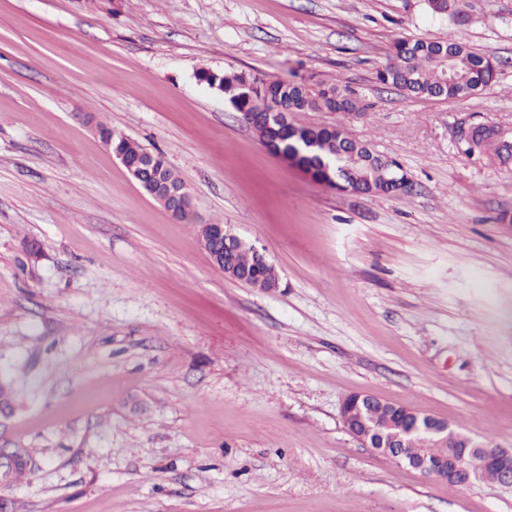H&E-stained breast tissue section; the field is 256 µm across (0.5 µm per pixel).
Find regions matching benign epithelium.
Segmentation results:
<instances>
[{"label": "benign epithelium", "instance_id": "7a95c632", "mask_svg": "<svg viewBox=\"0 0 512 512\" xmlns=\"http://www.w3.org/2000/svg\"><path fill=\"white\" fill-rule=\"evenodd\" d=\"M386 161L389 162L386 170L390 172L392 192L399 193L409 187L411 182L407 175L394 170V165L390 164L391 158H386ZM231 236L230 230L222 225H204L202 245L214 265L220 269L224 268V259L213 251V242ZM375 404L376 399L370 395L357 394L349 397L342 404L341 419L351 434L380 454L398 463H408L419 458L421 464L415 466V469L428 477L458 485L468 483L473 477H483L489 471L497 472L500 483L512 485V448L479 445L450 430L447 424L430 418L426 420L423 431L430 439L431 447L446 444L451 448L447 457L431 460L422 448L416 452L409 450L411 440L400 425V420L413 415L412 410L401 405L394 406L396 420L380 427L376 425L369 411V407Z\"/></svg>", "mask_w": 512, "mask_h": 512}]
</instances>
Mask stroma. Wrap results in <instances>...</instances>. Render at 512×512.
<instances>
[{"instance_id":"stroma-1","label":"stroma","mask_w":512,"mask_h":512,"mask_svg":"<svg viewBox=\"0 0 512 512\" xmlns=\"http://www.w3.org/2000/svg\"><path fill=\"white\" fill-rule=\"evenodd\" d=\"M0 0V512H512L344 427L353 394L512 448V0ZM500 61L464 100L381 84L395 39ZM203 68L348 88L342 125L398 160L397 195L354 194L273 155ZM163 154L191 200L148 196L97 123ZM276 267L226 277L201 225ZM475 128H473L472 131L470 130V136L472 133L473 134L467 139L469 144L468 153L472 154L476 151L482 153L487 150V145L490 142L495 141L498 147L495 152H492L494 158L500 163H505L512 157V141H509L500 129H497L493 125L490 127L484 126L478 127L477 129Z\"/></svg>"}]
</instances>
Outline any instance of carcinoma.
Returning <instances> with one entry per match:
<instances>
[{"label": "carcinoma", "mask_w": 512, "mask_h": 512, "mask_svg": "<svg viewBox=\"0 0 512 512\" xmlns=\"http://www.w3.org/2000/svg\"><path fill=\"white\" fill-rule=\"evenodd\" d=\"M497 64L486 54L472 48L463 38L437 41L423 38L396 40L389 61L378 71L377 79L410 97L460 99L473 95L492 84ZM199 80L224 94V99L244 116L261 142L274 150L294 151L296 138L288 137L280 125L269 118L272 106L284 112H359L350 91L314 78L307 80L265 79L242 72H214L201 69ZM295 133L313 143L301 152L300 164L320 182H336V186L357 193H378L386 173L375 169L372 148L366 144L345 142L340 130L329 131L317 126L294 125ZM112 152L122 154L135 168V180L155 196L171 201L183 198L187 191L174 177L160 153H151L140 143L112 130L103 129ZM498 147L494 158L505 163L512 158V141L495 126L479 127L467 139L468 153H482L490 142ZM215 246L224 251V268L246 279L253 288L267 290L277 283L275 267L265 257L232 237Z\"/></svg>", "instance_id": "carcinoma-1"}]
</instances>
